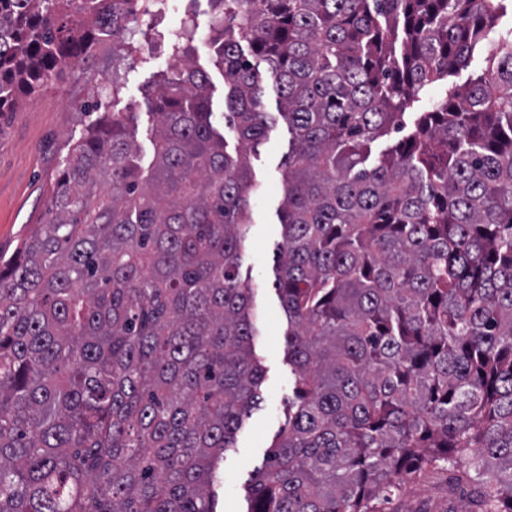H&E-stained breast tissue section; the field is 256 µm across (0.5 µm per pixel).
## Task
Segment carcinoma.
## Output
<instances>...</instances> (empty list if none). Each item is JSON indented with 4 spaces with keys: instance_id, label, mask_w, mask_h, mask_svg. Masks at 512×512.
<instances>
[{
    "instance_id": "1",
    "label": "carcinoma",
    "mask_w": 512,
    "mask_h": 512,
    "mask_svg": "<svg viewBox=\"0 0 512 512\" xmlns=\"http://www.w3.org/2000/svg\"><path fill=\"white\" fill-rule=\"evenodd\" d=\"M506 2L211 0L235 153L207 74L163 73L152 160L132 113L103 114L0 267V512H216L264 377L240 273L247 155L280 122L295 379L248 512H394L392 490L435 470L463 488L460 512H512V34L487 45ZM139 15L0 0V113L99 43L132 55ZM478 51L487 75L448 85ZM392 129L406 134L371 161Z\"/></svg>"
}]
</instances>
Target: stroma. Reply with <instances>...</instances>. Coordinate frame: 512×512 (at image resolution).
<instances>
[{"instance_id":"obj_1","label":"stroma","mask_w":512,"mask_h":512,"mask_svg":"<svg viewBox=\"0 0 512 512\" xmlns=\"http://www.w3.org/2000/svg\"><path fill=\"white\" fill-rule=\"evenodd\" d=\"M211 9L210 0H194L189 6L197 36L188 44V59L209 77L211 121L220 130L224 127V72L208 40ZM134 42L137 50L129 59L120 95H113L111 85L105 82L112 73V60L100 52L87 65L65 69L32 98H21L15 111L0 114V255L11 256L21 237L46 218L52 185L68 144L78 140L86 125L96 120V113L82 110L90 78L100 80L102 111L133 113L131 128L145 157H152L150 132L155 118L144 105L143 96L156 86L160 74L168 71V53L163 49L143 50L144 39L139 34ZM288 144V128L281 123L249 155L258 188L250 194L252 224L240 273L256 289L259 322L254 352L264 369L262 403L244 420L235 450L227 452L220 463L221 476L213 486L217 512H247L245 487L286 423L295 378L285 339L287 318L274 286L277 248L282 241L277 210L283 195L282 163ZM448 477L447 471H438L394 493V512H459L462 501L458 493L449 490Z\"/></svg>"}]
</instances>
